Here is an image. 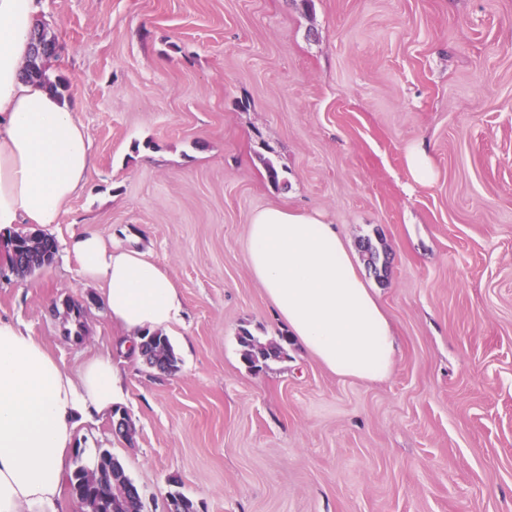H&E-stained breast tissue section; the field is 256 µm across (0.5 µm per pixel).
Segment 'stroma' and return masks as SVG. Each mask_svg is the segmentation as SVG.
Segmentation results:
<instances>
[{"mask_svg":"<svg viewBox=\"0 0 512 512\" xmlns=\"http://www.w3.org/2000/svg\"><path fill=\"white\" fill-rule=\"evenodd\" d=\"M37 20L96 161L57 223L13 227L55 239L50 265L15 275L0 234V316L70 372L111 355L125 384L65 473L109 450L143 512L173 491L197 512H512V0H42ZM415 143L427 186L405 168ZM272 206L351 243L397 337L388 379L283 342L247 263ZM89 227L178 286L176 372L125 355L69 250ZM245 329L280 357L250 368ZM407 169L416 184L426 186L434 180V169L425 149L415 145L408 148L406 155Z\"/></svg>","mask_w":512,"mask_h":512,"instance_id":"stroma-1","label":"stroma"}]
</instances>
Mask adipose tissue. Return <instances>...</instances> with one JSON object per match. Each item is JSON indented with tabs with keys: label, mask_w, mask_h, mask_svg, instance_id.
Wrapping results in <instances>:
<instances>
[{
	"label": "adipose tissue",
	"mask_w": 512,
	"mask_h": 512,
	"mask_svg": "<svg viewBox=\"0 0 512 512\" xmlns=\"http://www.w3.org/2000/svg\"><path fill=\"white\" fill-rule=\"evenodd\" d=\"M38 11L39 0H0V230L55 223L94 164L76 105L22 76ZM70 248L129 338L179 322V290L144 252L110 247L95 230L73 237ZM247 259L291 339L308 354L339 376L389 377L392 326L335 225L313 213L263 209L250 220ZM123 398L110 357L71 375L18 322L0 317V512H57L77 426Z\"/></svg>",
	"instance_id": "1"
}]
</instances>
